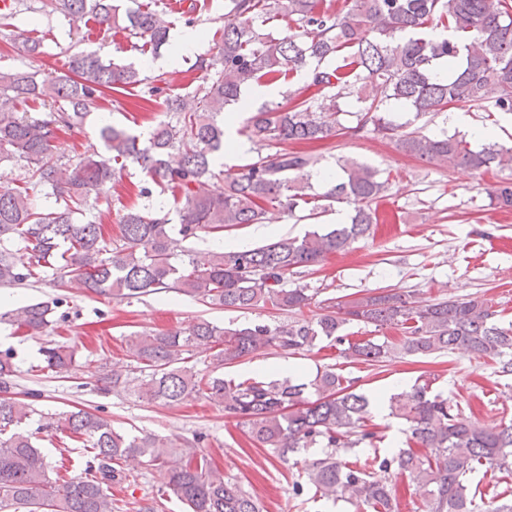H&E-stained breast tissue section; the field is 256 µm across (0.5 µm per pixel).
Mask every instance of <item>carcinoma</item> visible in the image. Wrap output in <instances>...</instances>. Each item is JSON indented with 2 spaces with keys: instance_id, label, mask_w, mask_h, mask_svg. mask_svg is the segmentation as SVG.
<instances>
[{
  "instance_id": "1",
  "label": "carcinoma",
  "mask_w": 512,
  "mask_h": 512,
  "mask_svg": "<svg viewBox=\"0 0 512 512\" xmlns=\"http://www.w3.org/2000/svg\"><path fill=\"white\" fill-rule=\"evenodd\" d=\"M11 0L0 12V30L27 12L60 13L71 20L97 19L114 33L145 39L157 50L169 43L172 21L147 0ZM288 18L293 32L278 37L270 23ZM443 29L432 37L426 29ZM221 43L216 53L196 58L192 68L207 81L183 94L160 86L131 65L105 64L94 55L65 50L64 71L32 72L23 61L43 54V39L12 40L22 64L0 68V164L21 169L18 185L0 190V286L39 282L49 271L60 287L76 283L106 298L136 299L176 292L212 308L264 309L292 313L316 304L311 320L271 324L255 321L220 327L200 318L185 330L133 332L126 358L112 364L99 387H116L148 403L174 405L193 393L224 404L251 444L287 460L302 448H323V457L305 471L304 484L323 496L336 494L373 512H398L392 470L415 486L425 512H476L470 475L481 465L512 473V423H481L432 391L425 381L389 398L390 414L406 425L407 448L348 460L353 448L372 447L376 434L365 428L370 398L327 366L313 379L236 381L219 373L263 349L283 355L310 351L323 340L342 346L353 362L380 366L395 359L466 351L512 374V322L501 320L491 301L473 294L419 301L398 288L360 296L318 299L307 286L288 287V275L309 271L326 258L370 236L379 222L378 204L388 196L389 179L353 159L336 161V175L324 191L310 193L312 170L322 156L308 150L353 132L371 131L396 148L428 163L471 173L512 166V144L491 141L475 150L464 137L429 135L415 122L452 108L487 104L491 112L512 113V4L508 0H225ZM303 72L306 84L287 86L278 102L246 118L245 132L256 157L237 171L224 172V193L211 196L200 186L215 175L212 157L224 150L225 114L254 83L286 81ZM163 98L165 112L152 118L142 140L112 124L99 128L102 147L87 145L73 156L57 151L61 134L79 131L105 92L125 94L139 86ZM413 114L393 119L391 105ZM26 109L19 110L20 106ZM293 149H287V146ZM152 182L139 186L146 203L118 208L117 239L105 235L103 219L92 214L100 196L123 184L128 164ZM172 196L178 237L170 234L169 212L152 202L154 187ZM55 198L41 208L38 193ZM503 209L512 208V184L493 189ZM352 208L350 223L325 233L281 236L257 247L212 253L199 262L181 243L202 233L262 224L269 208L304 219L334 204ZM47 302L0 313L27 336L53 328ZM374 327L360 340L345 333L350 324ZM401 335L391 338L386 330ZM212 350V370L186 365V354ZM47 367L68 375L76 351L64 344L42 349ZM17 368L12 354H0V510L6 512H112V481L130 459L165 467L167 488L188 512H259L243 486L224 477L194 448L180 451L162 436L130 435L86 409L38 414L12 391ZM45 432L66 433L90 449L91 477L49 476L52 466L35 445ZM426 448L423 455L419 449ZM179 455L170 467L167 458ZM385 477L376 479L370 469Z\"/></svg>"
}]
</instances>
